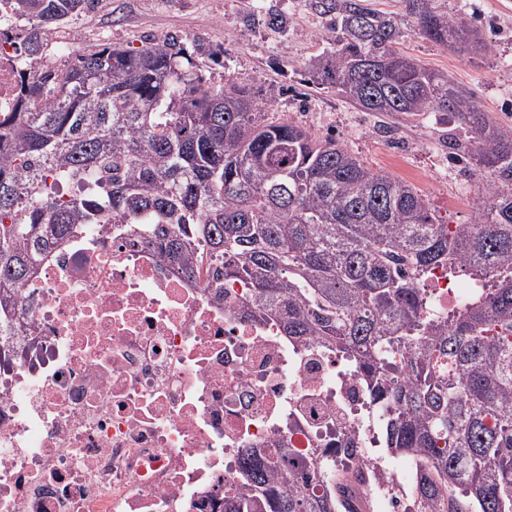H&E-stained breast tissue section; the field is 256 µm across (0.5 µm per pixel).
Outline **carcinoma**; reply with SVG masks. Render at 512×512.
I'll return each instance as SVG.
<instances>
[{
	"instance_id": "carcinoma-1",
	"label": "carcinoma",
	"mask_w": 512,
	"mask_h": 512,
	"mask_svg": "<svg viewBox=\"0 0 512 512\" xmlns=\"http://www.w3.org/2000/svg\"><path fill=\"white\" fill-rule=\"evenodd\" d=\"M95 0H13L38 23L17 51L42 58L44 27ZM336 34L317 85L364 112H440L483 189L469 224L439 219L427 196L345 146L284 119L263 124L250 89L206 62L224 50L177 36L134 50L103 43L64 72L23 85L31 112L0 115V309L36 274L34 258L104 210L142 227L161 257L205 287H250L247 316L356 364L384 447L415 463L406 512H512V130L448 77L400 48L408 34L458 55L491 51L438 0L389 17L366 0H305ZM436 267L472 288L430 312L420 282ZM322 493L293 457L244 452L224 512L363 508L350 465L314 460Z\"/></svg>"
}]
</instances>
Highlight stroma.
I'll list each match as a JSON object with an SVG mask.
<instances>
[{"instance_id":"obj_1","label":"stroma","mask_w":512,"mask_h":512,"mask_svg":"<svg viewBox=\"0 0 512 512\" xmlns=\"http://www.w3.org/2000/svg\"><path fill=\"white\" fill-rule=\"evenodd\" d=\"M439 2L449 14L476 16L493 40L491 54L469 60L417 36L405 40L404 51L447 75L498 125L512 129V0ZM53 35L81 52L107 40L138 48L173 35L222 48L224 65L211 71L212 82L222 85L229 76L251 88L262 122L286 119L335 138L371 169L414 185L449 223L467 224L474 216L469 190L479 177L457 160L453 123L433 112H362L312 84L308 68L326 51L328 35L305 0H98L94 11Z\"/></svg>"}]
</instances>
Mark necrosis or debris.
<instances>
[{
    "mask_svg": "<svg viewBox=\"0 0 512 512\" xmlns=\"http://www.w3.org/2000/svg\"><path fill=\"white\" fill-rule=\"evenodd\" d=\"M0 0V113L21 111L28 27ZM128 225L78 227L36 260L0 320V512H224L252 448L333 452L369 436L358 374L244 317L247 285L216 297ZM374 512H404L396 471L365 448Z\"/></svg>",
    "mask_w": 512,
    "mask_h": 512,
    "instance_id": "4bbe7bcc",
    "label": "necrosis or debris"
}]
</instances>
